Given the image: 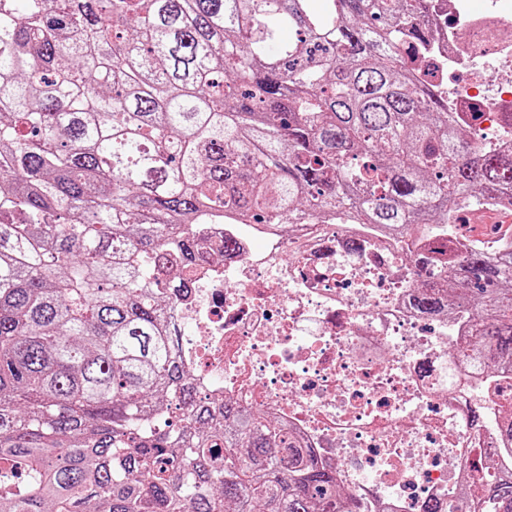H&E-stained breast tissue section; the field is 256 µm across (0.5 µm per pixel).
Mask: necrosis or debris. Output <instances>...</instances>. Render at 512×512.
Listing matches in <instances>:
<instances>
[{"label": "necrosis or debris", "instance_id": "necrosis-or-debris-1", "mask_svg": "<svg viewBox=\"0 0 512 512\" xmlns=\"http://www.w3.org/2000/svg\"><path fill=\"white\" fill-rule=\"evenodd\" d=\"M432 2L427 63L457 78L449 111L483 113L478 146L512 112V0ZM457 209L456 238L474 249L493 246L512 205L483 208L478 233L468 204ZM422 235L419 225L389 236L310 220L203 224L196 238L208 259L173 294L201 397L285 424L364 512H421L429 502L467 512L472 449L512 466V441L499 431L512 375L464 372L451 357L476 309L451 320L409 303L423 281Z\"/></svg>", "mask_w": 512, "mask_h": 512}]
</instances>
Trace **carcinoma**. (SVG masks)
Listing matches in <instances>:
<instances>
[{
	"label": "carcinoma",
	"mask_w": 512,
	"mask_h": 512,
	"mask_svg": "<svg viewBox=\"0 0 512 512\" xmlns=\"http://www.w3.org/2000/svg\"><path fill=\"white\" fill-rule=\"evenodd\" d=\"M428 0H0V512H353L287 429L198 397L166 289L195 224L456 223L512 197L422 87ZM418 310L512 373V244L424 256ZM469 512L512 471L469 462Z\"/></svg>",
	"instance_id": "cac0c4a2"
}]
</instances>
